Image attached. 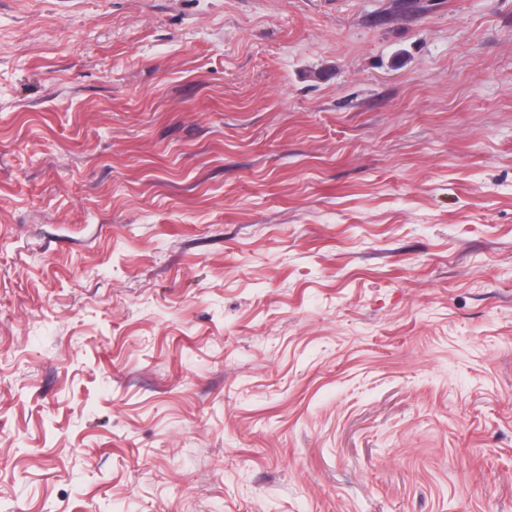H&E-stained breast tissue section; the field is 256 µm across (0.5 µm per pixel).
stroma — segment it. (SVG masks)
<instances>
[{
    "mask_svg": "<svg viewBox=\"0 0 512 512\" xmlns=\"http://www.w3.org/2000/svg\"><path fill=\"white\" fill-rule=\"evenodd\" d=\"M0 0V512H512V0Z\"/></svg>",
    "mask_w": 512,
    "mask_h": 512,
    "instance_id": "1",
    "label": "stroma"
}]
</instances>
